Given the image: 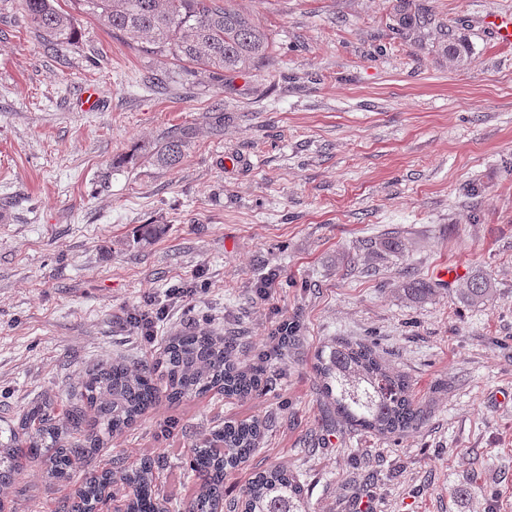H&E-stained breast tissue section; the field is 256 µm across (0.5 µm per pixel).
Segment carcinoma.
I'll return each mask as SVG.
<instances>
[{
  "label": "carcinoma",
  "mask_w": 512,
  "mask_h": 512,
  "mask_svg": "<svg viewBox=\"0 0 512 512\" xmlns=\"http://www.w3.org/2000/svg\"><path fill=\"white\" fill-rule=\"evenodd\" d=\"M20 6L31 29L52 47L71 44L79 16L86 15L115 35L147 42L141 51L171 58L184 73L193 75L200 68L220 82L225 73L249 71L272 56L269 33L230 0H74L73 14L60 10L55 0H20ZM472 55L467 40L448 30V58L468 62ZM192 135L190 127L168 133L154 147L157 164L176 168ZM460 295L481 306L492 299L493 289L477 273ZM232 344L230 336L189 329L170 339L152 367L114 359L86 369L80 389L69 395L63 421L52 414L51 399L32 405L0 441V500L17 484L27 458L43 461L48 481L71 482L110 438L130 428L163 396L179 400L216 388L228 397L261 391L263 370L239 367L230 357ZM314 369L324 397L347 424L388 436L423 422L425 410L415 402L409 379L365 343H326L315 354ZM265 430L258 419L226 422L193 448L188 469L197 487L181 506L160 497L156 461L144 458L129 466L117 456L112 466L61 498L54 512H97L118 500L121 512H213L219 501L224 512H311L301 484L281 467L256 473L244 499L224 501V471L246 463Z\"/></svg>",
  "instance_id": "obj_1"
}]
</instances>
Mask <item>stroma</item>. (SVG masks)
I'll return each mask as SVG.
<instances>
[{
	"mask_svg": "<svg viewBox=\"0 0 512 512\" xmlns=\"http://www.w3.org/2000/svg\"><path fill=\"white\" fill-rule=\"evenodd\" d=\"M234 4L270 33L272 60L220 84L91 17L67 47L47 46L17 0H0V430L34 401L64 410L88 366L151 361L129 313L157 312L160 347L192 325L238 333L242 368L288 319L301 339L260 392L161 400L91 471L155 459L161 494L185 501L191 449L254 417L265 437L226 471L225 499L281 466L312 512H512V46L491 25L512 0ZM451 26L471 64L449 60ZM183 126L195 135L181 164L161 167L152 148ZM146 224L162 234L142 241ZM389 237L402 249L364 251ZM445 265L457 273L441 283ZM477 272L494 290L480 308L459 295ZM270 276L268 305L256 287ZM415 280L432 292L410 301ZM184 283L193 299H170ZM335 338L407 376L425 423L385 437L342 422L313 369ZM43 471L27 463L14 512H53L67 495Z\"/></svg>",
	"mask_w": 512,
	"mask_h": 512,
	"instance_id": "stroma-1",
	"label": "stroma"
}]
</instances>
